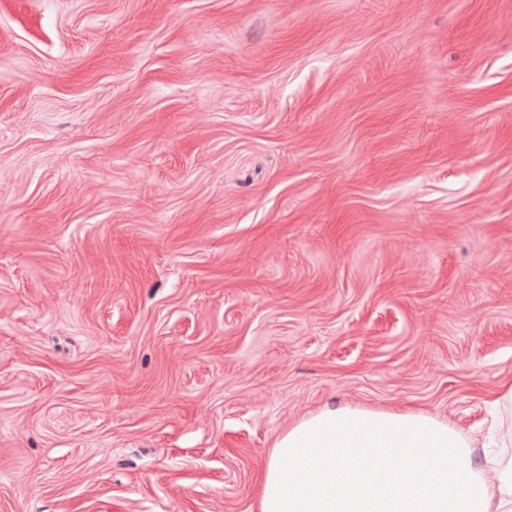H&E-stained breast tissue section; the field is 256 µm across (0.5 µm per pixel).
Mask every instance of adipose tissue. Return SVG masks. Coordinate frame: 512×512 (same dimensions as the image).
<instances>
[{"label":"adipose tissue","instance_id":"ef3b65f1","mask_svg":"<svg viewBox=\"0 0 512 512\" xmlns=\"http://www.w3.org/2000/svg\"><path fill=\"white\" fill-rule=\"evenodd\" d=\"M495 405L499 434L479 445L431 416L324 408L276 439L259 512H512V384Z\"/></svg>","mask_w":512,"mask_h":512}]
</instances>
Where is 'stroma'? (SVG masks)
<instances>
[{
    "instance_id": "obj_1",
    "label": "stroma",
    "mask_w": 512,
    "mask_h": 512,
    "mask_svg": "<svg viewBox=\"0 0 512 512\" xmlns=\"http://www.w3.org/2000/svg\"><path fill=\"white\" fill-rule=\"evenodd\" d=\"M510 381L512 0H0V512H258Z\"/></svg>"
}]
</instances>
